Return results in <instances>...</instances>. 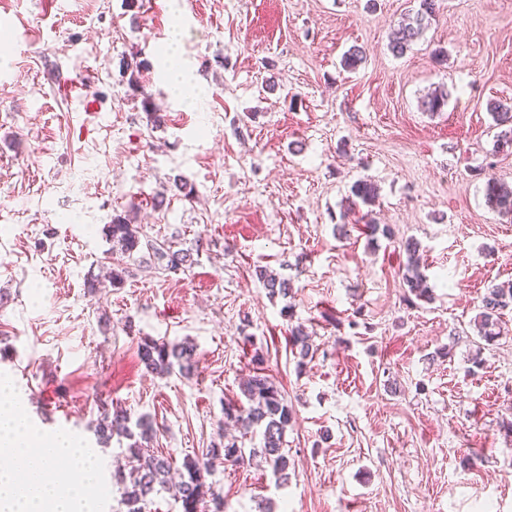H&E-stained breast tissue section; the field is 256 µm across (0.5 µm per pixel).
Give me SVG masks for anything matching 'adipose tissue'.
Returning <instances> with one entry per match:
<instances>
[{"instance_id": "obj_1", "label": "adipose tissue", "mask_w": 512, "mask_h": 512, "mask_svg": "<svg viewBox=\"0 0 512 512\" xmlns=\"http://www.w3.org/2000/svg\"><path fill=\"white\" fill-rule=\"evenodd\" d=\"M0 512H91L99 478L79 441L63 433H45L23 419L14 386L0 380ZM71 457L77 475L60 474L58 458Z\"/></svg>"}]
</instances>
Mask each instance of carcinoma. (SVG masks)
Segmentation results:
<instances>
[{
	"instance_id": "cac0c4a2",
	"label": "carcinoma",
	"mask_w": 512,
	"mask_h": 512,
	"mask_svg": "<svg viewBox=\"0 0 512 512\" xmlns=\"http://www.w3.org/2000/svg\"><path fill=\"white\" fill-rule=\"evenodd\" d=\"M418 7L405 15L399 22L389 47L396 56H401L418 40L435 17L436 0H417ZM497 126L498 142L502 146L512 147V105L502 101L489 104ZM357 198L354 206H371L378 197L377 185L369 179H360L352 187ZM490 207L504 214H512V186L489 179L485 192ZM364 234L373 241L378 236L390 239L394 231L389 224H364ZM105 235L112 241V247L119 248L124 255L147 248L166 262L165 268L176 272L192 265L193 257L189 251L171 250L162 244L141 237L140 231L119 216L105 225ZM401 247L407 255L403 272L405 300L426 301L432 299V288L428 285V276L420 265L417 253L420 243L411 238L402 242ZM269 298L288 297L292 292L290 281L265 269L256 271ZM512 308V283L495 285L480 299L479 313L475 327L477 337L487 345H494L501 336V323L504 311ZM291 351L296 358L297 368L305 366L306 361L317 352L312 334L301 322L288 327ZM138 357L145 369L159 376L177 373L186 377L193 370V345L182 342L173 343L165 339L145 336L138 347ZM257 368L244 379L240 386L243 399L224 402V420L234 423L243 434L260 435V446L246 449L232 440L224 448H210L196 458L183 461V471L179 481L171 479L173 459L152 448L156 438V429L144 417L132 419L130 413L118 406L103 408L93 428L98 439L109 441L128 440L125 448L127 463L115 471L112 485L119 493L118 508L115 512H146L153 497L170 492L181 503L182 512H227L224 495L213 484L206 483L205 476L213 471L216 461L238 463L260 457L271 468L276 480L285 483L290 478L288 450L285 448V435L294 419L291 405L284 393L261 368L263 357L253 356Z\"/></svg>"
}]
</instances>
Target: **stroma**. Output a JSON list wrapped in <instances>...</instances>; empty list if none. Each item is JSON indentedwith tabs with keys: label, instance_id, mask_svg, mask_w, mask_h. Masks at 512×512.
Returning <instances> with one entry per match:
<instances>
[{
	"label": "stroma",
	"instance_id": "obj_1",
	"mask_svg": "<svg viewBox=\"0 0 512 512\" xmlns=\"http://www.w3.org/2000/svg\"><path fill=\"white\" fill-rule=\"evenodd\" d=\"M437 4L396 56L416 0H0V379L22 414L97 450L108 482L122 449L90 430L102 406L149 416L155 450L183 461L223 447L259 352L295 413L291 477L216 468L228 512H512L511 311L471 362L479 299L512 280V215L485 201L488 179L512 185L487 110L512 100V0ZM436 89L447 104L425 111ZM364 178L395 239L338 237ZM116 215L193 264L112 253ZM410 236L433 291L412 306ZM260 266L292 294L269 299ZM110 268L122 284L90 291ZM287 305L318 347L301 371ZM144 336L193 342L194 376L147 373ZM418 7L399 22L389 47L396 56H402L418 40L435 17L436 0H417Z\"/></svg>",
	"mask_w": 512,
	"mask_h": 512
}]
</instances>
